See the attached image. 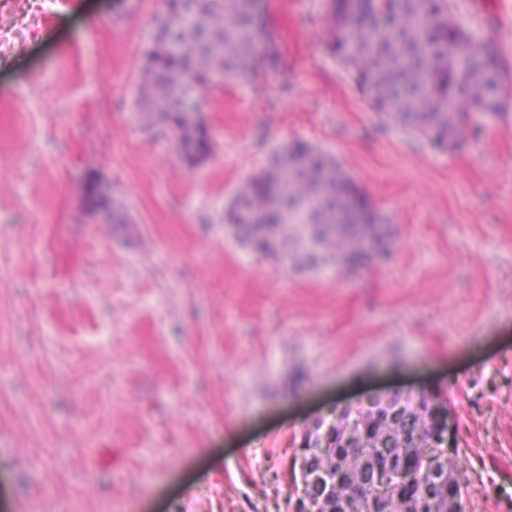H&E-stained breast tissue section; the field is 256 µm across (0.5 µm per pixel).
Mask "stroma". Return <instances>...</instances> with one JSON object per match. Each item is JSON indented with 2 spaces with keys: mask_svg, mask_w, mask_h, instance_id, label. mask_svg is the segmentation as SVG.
<instances>
[{
  "mask_svg": "<svg viewBox=\"0 0 512 512\" xmlns=\"http://www.w3.org/2000/svg\"><path fill=\"white\" fill-rule=\"evenodd\" d=\"M278 70L209 86L211 151L144 127L166 0H0V512H294L307 429L442 393L463 512H512V81L454 147L377 110L330 0H260ZM512 71V0H448ZM332 153L378 256L298 272L224 222L271 151ZM97 182L126 223L95 207Z\"/></svg>",
  "mask_w": 512,
  "mask_h": 512,
  "instance_id": "35a3bbf8",
  "label": "stroma"
}]
</instances>
